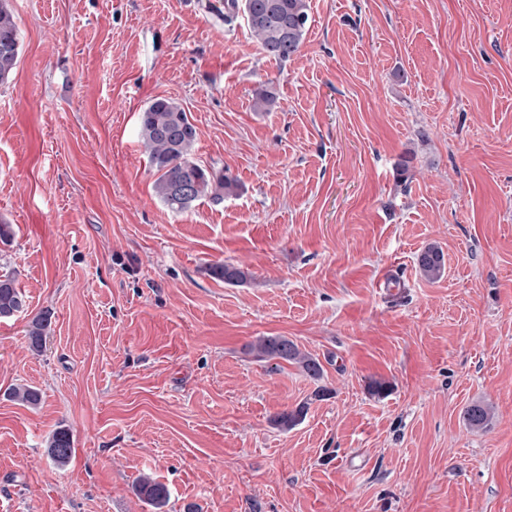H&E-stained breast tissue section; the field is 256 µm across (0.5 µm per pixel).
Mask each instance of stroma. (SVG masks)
I'll use <instances>...</instances> for the list:
<instances>
[{
  "label": "stroma",
  "mask_w": 512,
  "mask_h": 512,
  "mask_svg": "<svg viewBox=\"0 0 512 512\" xmlns=\"http://www.w3.org/2000/svg\"><path fill=\"white\" fill-rule=\"evenodd\" d=\"M10 4L0 274L27 307L0 322V512H152L144 473L167 512H512V0H309L284 63L212 0ZM268 81L278 104L254 111ZM157 98L236 194L182 214L156 197L139 119ZM262 336L322 377L256 359ZM420 272L428 279H437L444 273V255L439 247L429 245L417 256ZM50 324L51 317L47 313H41L33 318L27 329L28 343L32 351L39 353L43 350ZM251 351L260 360L281 359L295 362L303 372L313 379L323 374L319 360L310 354L303 353L298 346L285 336H263L251 346ZM492 418V408L488 404L476 402L468 406L463 414L468 427L473 430L486 428ZM73 441L67 430L56 431L48 445L47 452L58 467H65L73 455ZM134 494L150 506L154 512L162 510L169 501L168 488L148 474L142 475L133 486Z\"/></svg>",
  "instance_id": "1"
}]
</instances>
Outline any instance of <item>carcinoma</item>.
Here are the masks:
<instances>
[{"label":"carcinoma","mask_w":512,"mask_h":512,"mask_svg":"<svg viewBox=\"0 0 512 512\" xmlns=\"http://www.w3.org/2000/svg\"><path fill=\"white\" fill-rule=\"evenodd\" d=\"M243 16L257 39L262 51L269 57L286 61L300 51L310 20L308 0H224V24L230 26L238 16ZM19 55L16 17L8 0H0V83L6 82L16 68ZM277 103L271 84L264 85L255 94L259 111H270ZM139 137L149 163L157 178L154 191L161 202L172 212L191 210L200 201L208 199L219 203L238 189L236 181L224 170L205 168L195 158L196 127L187 113L175 101L166 98L153 100L142 112L139 120ZM420 272L428 279H437L444 273V255L439 247L429 245L417 256ZM211 273L224 282L235 285L247 280L248 274L231 264H216ZM26 300L10 275H0V320H9L25 310ZM51 317L41 313L33 318L27 329L29 347L39 353L45 347ZM260 360L281 359L295 362L313 379L323 374L319 360L302 352L285 336H263L251 346ZM10 398L36 407L41 394L35 387L18 385L11 389ZM305 407L294 412H283L274 418L276 426L288 429L301 421ZM492 418L491 406L476 402L463 414L468 427L473 430L486 428ZM73 441L64 429L56 431L48 445L51 459L62 468L73 455ZM134 494L154 512H164L169 501L168 488L148 474L141 476L133 486Z\"/></svg>","instance_id":"1"}]
</instances>
